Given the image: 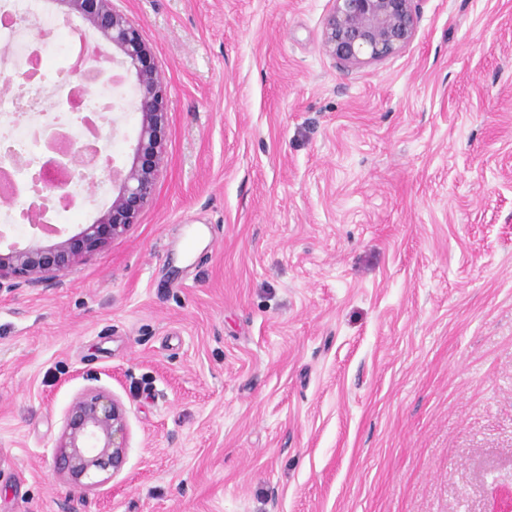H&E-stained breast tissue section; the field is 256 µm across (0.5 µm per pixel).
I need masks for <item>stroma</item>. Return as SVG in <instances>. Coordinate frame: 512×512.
<instances>
[{
    "instance_id": "obj_1",
    "label": "stroma",
    "mask_w": 512,
    "mask_h": 512,
    "mask_svg": "<svg viewBox=\"0 0 512 512\" xmlns=\"http://www.w3.org/2000/svg\"><path fill=\"white\" fill-rule=\"evenodd\" d=\"M112 3L167 87L161 166L124 236L0 289V512H506L512 0H422L351 66L333 0ZM91 390L127 450L81 493L56 457Z\"/></svg>"
}]
</instances>
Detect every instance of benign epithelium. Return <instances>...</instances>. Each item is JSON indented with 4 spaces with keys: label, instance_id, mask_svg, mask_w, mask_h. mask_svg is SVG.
<instances>
[{
    "label": "benign epithelium",
    "instance_id": "7a95c632",
    "mask_svg": "<svg viewBox=\"0 0 512 512\" xmlns=\"http://www.w3.org/2000/svg\"><path fill=\"white\" fill-rule=\"evenodd\" d=\"M99 35L123 53L104 55L105 60L135 74L140 114L138 143L130 167L112 170L118 183L109 207L70 238L42 246L32 242L23 248L0 252V288L3 282L21 278L43 283L83 261L123 236L152 196L162 160V130L166 120V89L141 31L117 11L112 0H60ZM420 0H334L326 19V52L345 65L380 60L404 48L414 37ZM48 164L38 177L41 192L66 195L65 186L50 176ZM58 469L67 473L73 487L85 491L98 485L94 477L108 470L116 473L126 457V417L121 404L110 395L92 391L75 399L68 408L60 441Z\"/></svg>",
    "mask_w": 512,
    "mask_h": 512
}]
</instances>
